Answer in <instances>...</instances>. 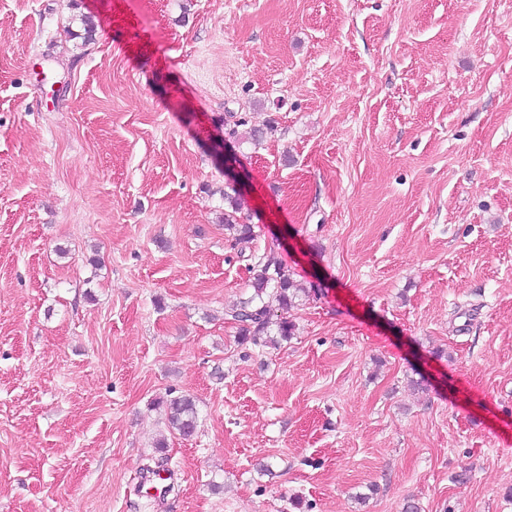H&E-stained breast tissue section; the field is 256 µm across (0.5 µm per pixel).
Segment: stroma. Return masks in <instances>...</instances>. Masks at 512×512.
I'll list each match as a JSON object with an SVG mask.
<instances>
[{"mask_svg":"<svg viewBox=\"0 0 512 512\" xmlns=\"http://www.w3.org/2000/svg\"><path fill=\"white\" fill-rule=\"evenodd\" d=\"M228 112L311 288L275 348L227 317ZM410 501L512 512V0H0V512ZM165 408V424L172 432L184 438L193 436L200 425V413L191 397L178 396L162 400Z\"/></svg>","mask_w":512,"mask_h":512,"instance_id":"1","label":"stroma"}]
</instances>
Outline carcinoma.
Wrapping results in <instances>:
<instances>
[{
  "label": "carcinoma",
  "instance_id": "carcinoma-1",
  "mask_svg": "<svg viewBox=\"0 0 512 512\" xmlns=\"http://www.w3.org/2000/svg\"><path fill=\"white\" fill-rule=\"evenodd\" d=\"M242 195L237 189L224 192V201L229 209L224 211V229L229 231L237 244H249L254 240L253 227L240 222L237 216ZM252 293L240 301L230 312L231 320L240 325V341L254 346L275 345L278 340H287L294 335L295 324L288 319V310L305 289L299 287L289 271L274 252L250 255ZM278 303L282 311L275 318V309L270 301ZM165 424L168 429L184 438L193 436L200 425V413L194 399L178 396L163 401Z\"/></svg>",
  "mask_w": 512,
  "mask_h": 512
}]
</instances>
